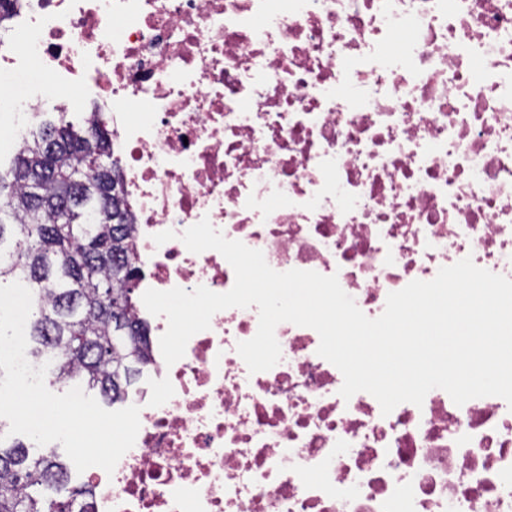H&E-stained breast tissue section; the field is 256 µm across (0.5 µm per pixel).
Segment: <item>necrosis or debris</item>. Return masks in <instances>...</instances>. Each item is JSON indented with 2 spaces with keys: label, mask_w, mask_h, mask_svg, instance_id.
Returning a JSON list of instances; mask_svg holds the SVG:
<instances>
[{
  "label": "necrosis or debris",
  "mask_w": 512,
  "mask_h": 512,
  "mask_svg": "<svg viewBox=\"0 0 512 512\" xmlns=\"http://www.w3.org/2000/svg\"><path fill=\"white\" fill-rule=\"evenodd\" d=\"M0 94L44 108L76 83L104 115L147 289L229 291L201 219L278 272L337 275L370 318L471 258L512 279V0H19ZM175 239L156 244L155 234ZM151 381L134 446L94 468L85 512H512V408L442 389L382 414L318 333L215 313Z\"/></svg>",
  "instance_id": "1"
}]
</instances>
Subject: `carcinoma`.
I'll list each match as a JSON object with an SVG mask.
<instances>
[{"label": "carcinoma", "instance_id": "carcinoma-1", "mask_svg": "<svg viewBox=\"0 0 512 512\" xmlns=\"http://www.w3.org/2000/svg\"><path fill=\"white\" fill-rule=\"evenodd\" d=\"M84 134L64 117L22 139L0 169V285L20 282L33 298V353H55L56 382L73 380L116 402L133 364H146V327L133 315L138 268L127 243L131 218L100 118ZM68 482L50 452L0 447V512H76L88 484L69 498L47 491Z\"/></svg>", "mask_w": 512, "mask_h": 512}]
</instances>
